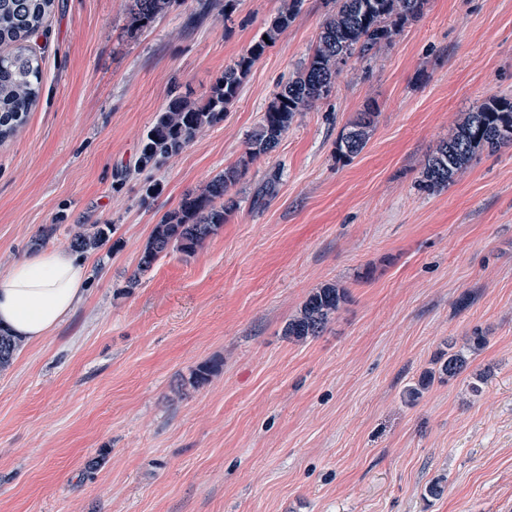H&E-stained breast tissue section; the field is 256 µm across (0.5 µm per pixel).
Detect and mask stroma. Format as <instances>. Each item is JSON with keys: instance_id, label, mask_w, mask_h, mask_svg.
I'll use <instances>...</instances> for the list:
<instances>
[{"instance_id": "stroma-1", "label": "stroma", "mask_w": 512, "mask_h": 512, "mask_svg": "<svg viewBox=\"0 0 512 512\" xmlns=\"http://www.w3.org/2000/svg\"><path fill=\"white\" fill-rule=\"evenodd\" d=\"M198 3L133 36L129 0H55L38 41L40 98L0 143V271L51 224V250L74 224L116 225L121 246L85 255L82 301L0 371V512H512V146L478 153L438 194L416 187L462 112L512 97V0H426L252 162L218 235L131 289L154 225L245 153L329 9L304 0L147 199L132 169L171 83L204 101L284 0L187 27ZM369 102L366 148L338 159ZM328 283L346 300L326 330L285 336ZM476 330L489 343L467 371L410 398ZM438 478L442 496L424 497Z\"/></svg>"}]
</instances>
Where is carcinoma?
Wrapping results in <instances>:
<instances>
[{
  "label": "carcinoma",
  "mask_w": 512,
  "mask_h": 512,
  "mask_svg": "<svg viewBox=\"0 0 512 512\" xmlns=\"http://www.w3.org/2000/svg\"><path fill=\"white\" fill-rule=\"evenodd\" d=\"M180 0H130L128 30L135 33L166 15ZM304 0H286L268 23L263 35L243 50L234 64L224 68L205 103L198 105L177 91L143 136L136 174L151 176L163 163L179 155L205 129L224 121L236 102L244 79L254 63L274 44L300 13ZM334 9L320 26L312 53L289 80L280 86L259 124L248 135L247 150L234 165L212 178L199 192L186 194L178 207L165 213L142 250L136 271L128 280L134 288L141 275L172 251L191 255L217 235L236 209L232 189L257 157L273 152L296 115L328 96L342 67L355 57L372 60L390 44L405 25L423 16L426 0H332ZM55 0H0V141L13 136L27 120L42 87L41 56L36 39L46 34ZM377 112L368 105L356 114L336 141V155L349 160L366 147L376 125ZM512 143V98L490 96L462 113L448 136L427 157L418 188L434 194L448 188L465 171L480 149L496 151ZM114 224H76L68 247L80 257L107 244L117 248ZM345 298V290L326 284L313 290L284 334L296 340L321 335ZM487 344L476 332L459 346L448 342V351L437 358V371H427L417 386L408 389L415 398L434 378L453 379L462 374L470 356ZM19 349L17 340L0 328V370L8 368Z\"/></svg>",
  "instance_id": "1"
}]
</instances>
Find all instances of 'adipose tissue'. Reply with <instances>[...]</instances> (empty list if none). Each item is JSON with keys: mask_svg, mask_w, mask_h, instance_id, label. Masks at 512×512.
<instances>
[{"mask_svg": "<svg viewBox=\"0 0 512 512\" xmlns=\"http://www.w3.org/2000/svg\"><path fill=\"white\" fill-rule=\"evenodd\" d=\"M86 279L71 252H33L0 273V326L23 345L44 340L80 302Z\"/></svg>", "mask_w": 512, "mask_h": 512, "instance_id": "obj_1", "label": "adipose tissue"}]
</instances>
